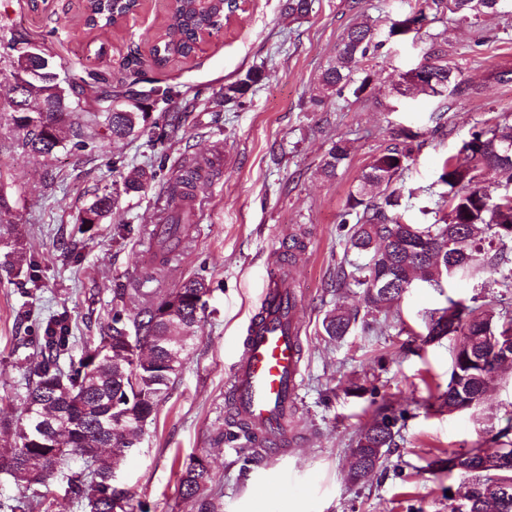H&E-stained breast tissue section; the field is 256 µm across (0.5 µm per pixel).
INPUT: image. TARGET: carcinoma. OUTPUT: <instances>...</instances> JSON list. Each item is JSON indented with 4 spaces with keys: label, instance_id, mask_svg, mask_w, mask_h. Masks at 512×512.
<instances>
[{
    "label": "carcinoma",
    "instance_id": "carcinoma-1",
    "mask_svg": "<svg viewBox=\"0 0 512 512\" xmlns=\"http://www.w3.org/2000/svg\"><path fill=\"white\" fill-rule=\"evenodd\" d=\"M512 0H424V9L411 18L390 26L388 37L400 35L426 18L425 11L435 15L445 12L457 20H478L496 14ZM194 0H172L164 33L158 40L162 51L150 52L151 60L159 65L175 54L184 58L194 50L197 35L220 21L224 4L215 2L207 13L193 7ZM356 22L343 33L336 57L319 78L321 96L315 105L323 104L322 95L349 88L351 95L366 96L371 85L370 74L359 80L353 75L369 56L381 46L375 29L362 11V0H352ZM446 41L440 35L430 36L424 71L428 79L414 84L415 90L433 97L462 101L472 97L478 88L461 77L459 67L446 59ZM13 51L9 76L23 67L42 70V83L54 81L55 65L44 48L32 55L31 43ZM260 75L248 73L246 78L224 88V101L241 98ZM171 88L151 87L138 92L124 91L112 95V103L100 107L94 114L93 125L103 135L114 139L133 134L145 121L146 112L139 101L155 98L167 101ZM83 86L71 85L63 92L43 102V108L53 113L54 126L36 123V113L25 116L11 112L14 130L22 135L21 145L35 155L50 157L56 146H62L69 136L76 135L72 123L81 109ZM402 140L375 157L363 172L356 189L349 193L340 223L350 225L349 249L364 257L350 272L341 271L338 287L353 285L363 289L368 308L387 312L401 295L388 297L371 291L369 282L381 274L399 284L409 283L421 274L440 286L443 278L464 276L487 264L493 241L512 240V191L492 194L485 186L486 176L496 172L512 173V119L496 116L473 127L456 155L444 161L438 182L447 187L440 196L447 212L431 224L404 222L408 204L403 201L397 181L405 170L414 148L413 136L400 134ZM349 154V146L338 138L327 153L322 171L328 177ZM156 172L140 169L125 182L124 191H143ZM194 178H180L170 186L164 205L167 229L154 248L152 263L162 273L178 256L189 212L180 206L195 199ZM116 188H105L79 217L82 224H95L118 204ZM210 291L207 281L190 278L157 300L146 302L134 315L126 313L124 294L112 297V316L100 326V335L86 341V350L78 363L63 370L54 353L68 347L70 329L64 317L49 321L43 336L40 360L33 369V379L26 387L22 421L15 435L24 438L23 428L33 417L42 416L46 432L53 433L50 441L15 445L0 450V473L18 480V472L33 475L27 484L46 485L57 479L64 495L81 504L83 512H145L144 504L116 484L115 469L119 460L130 451L131 438L139 436L146 423L156 417L160 402L166 397L177 378L190 341L201 328L205 306L197 305L200 296ZM356 322V313L337 306L329 310L322 326L331 340L349 334ZM444 325V333L436 328ZM135 330L136 350L123 339L122 330ZM424 343L456 338L447 388L430 404L439 413L465 412L478 406L484 385L482 376L493 370L495 348L506 336H512V314L497 308L492 297L480 306L448 300L440 315H430ZM404 412L386 406L359 432L355 445L364 453L365 463L376 471L383 453L395 445L398 419ZM94 443L101 448L96 457L83 460L84 469L68 474L62 469L48 471L51 459L61 465L68 458H77L85 446ZM381 449V453L374 449ZM469 448L448 451V472L468 476L464 492L472 499L471 512H512V501L500 503L485 493L493 480L512 481V469L493 474L474 462ZM214 474L205 456L190 459L180 477V494L192 503L194 512H221L222 493L213 488Z\"/></svg>",
    "mask_w": 512,
    "mask_h": 512
}]
</instances>
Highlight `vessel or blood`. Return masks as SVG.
Returning <instances> with one entry per match:
<instances>
[{"mask_svg": "<svg viewBox=\"0 0 512 512\" xmlns=\"http://www.w3.org/2000/svg\"><path fill=\"white\" fill-rule=\"evenodd\" d=\"M287 277L266 286L259 314L247 327L244 350L230 375L234 413L259 429L264 456L284 455L293 436L288 409L301 389L299 299L290 296Z\"/></svg>", "mask_w": 512, "mask_h": 512, "instance_id": "vessel-or-blood-1", "label": "vessel or blood"}]
</instances>
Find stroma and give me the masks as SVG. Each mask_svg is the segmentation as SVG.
I'll return each mask as SVG.
<instances>
[{"mask_svg": "<svg viewBox=\"0 0 512 512\" xmlns=\"http://www.w3.org/2000/svg\"><path fill=\"white\" fill-rule=\"evenodd\" d=\"M286 0H224V29L192 57L163 67H124L130 53L147 54V40L166 23L169 0H145L142 11L107 31L85 30L81 0H54L32 10L29 0H0V47L24 36L47 48L68 82L96 92L122 90L135 80L170 87L168 104L149 110L150 123L165 128L163 141L137 131L121 141L94 138L86 149L58 148L44 159L26 152L11 128L9 63L0 58V449L14 443L9 425L22 410L26 385L46 322L63 315L71 340L61 367L79 359L86 337L99 333L124 292L129 312L147 298L167 294L194 277L210 293L202 328L179 374L148 422L141 440L116 470V481L149 512H192L180 496L179 478L191 457L208 455L224 494V512H255L264 469L249 463L251 445L229 440L233 411L227 379L238 361L247 325L273 270L292 279L301 296L302 388L288 417L303 442L275 459L290 476L287 504L267 500L266 512H451L452 497L466 478L432 468L435 456L475 447L512 419V371L505 372L476 409L448 415L429 402L448 383L453 339L423 342L430 315L448 299L471 303L501 296L512 312V292L492 289L497 270L512 268V241L500 246L498 269H485L443 287L410 290L390 312L366 308L362 291L340 288L345 263L340 224L350 190L373 159L401 131L416 133L413 163L398 180L417 224L434 220L433 193L444 160L473 125L512 117V83L494 80L512 69V11L481 17L476 26L453 16L429 17L422 33L387 38L392 22L419 9L422 0H363L382 47L367 63L370 99L330 94L313 103L320 73L335 57L345 29L356 19L351 0H312L308 14L288 15ZM445 33L448 58L479 88L454 104L407 92L394 84L424 61L430 35ZM256 72L260 80L240 101L224 99L226 85ZM443 115L446 134L435 133ZM347 139L349 157L335 177L321 166L336 138ZM149 163L159 166L143 192L121 195L102 223L78 216L97 191L122 182ZM198 174L197 219L191 246L161 278L151 279L144 253L177 176ZM305 249L284 255L294 240ZM32 267L15 274L18 254ZM342 305L357 310L350 334L325 336L322 319ZM377 386V395L355 396L351 383ZM404 411L400 434L370 478L349 483L350 450L379 405ZM52 512H82L57 484L27 486L0 474V500L30 512L38 496Z\"/></svg>", "mask_w": 512, "mask_h": 512, "instance_id": "35a3bbf8", "label": "stroma"}]
</instances>
